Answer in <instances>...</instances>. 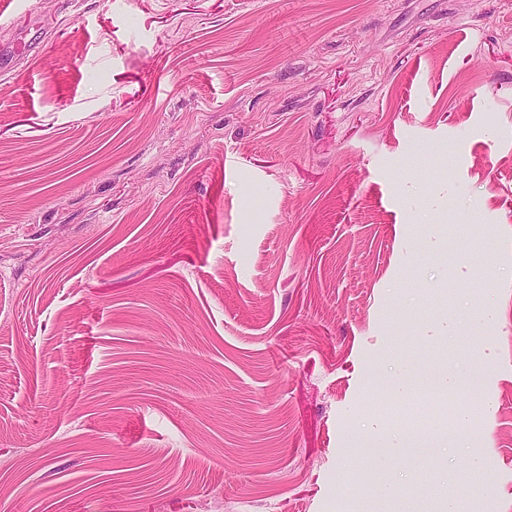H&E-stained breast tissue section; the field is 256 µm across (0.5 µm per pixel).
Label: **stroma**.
<instances>
[{
    "instance_id": "obj_1",
    "label": "stroma",
    "mask_w": 512,
    "mask_h": 512,
    "mask_svg": "<svg viewBox=\"0 0 512 512\" xmlns=\"http://www.w3.org/2000/svg\"><path fill=\"white\" fill-rule=\"evenodd\" d=\"M0 11V512H512V0ZM398 383L410 392L420 389L436 391L442 395L457 396L480 386L481 379L476 372L462 373L443 368L426 374H415L400 369ZM471 419L472 412L470 408L458 407L451 429L447 431L446 429L435 428L430 437L441 443H448V448H460L459 445L464 438L463 430L471 423ZM369 438L382 448H410L413 440L410 434L392 435L383 418L372 423Z\"/></svg>"
}]
</instances>
